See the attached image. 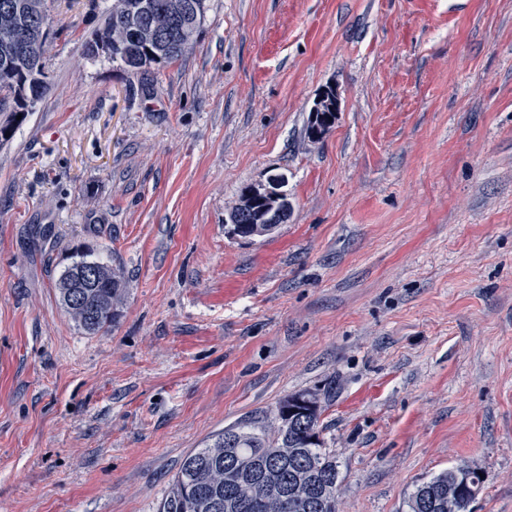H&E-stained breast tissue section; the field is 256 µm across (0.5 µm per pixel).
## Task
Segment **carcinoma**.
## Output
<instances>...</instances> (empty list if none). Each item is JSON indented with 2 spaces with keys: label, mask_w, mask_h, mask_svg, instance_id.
I'll use <instances>...</instances> for the list:
<instances>
[{
  "label": "carcinoma",
  "mask_w": 512,
  "mask_h": 512,
  "mask_svg": "<svg viewBox=\"0 0 512 512\" xmlns=\"http://www.w3.org/2000/svg\"><path fill=\"white\" fill-rule=\"evenodd\" d=\"M113 0L104 25L87 42L110 45L108 56L136 76L179 60L189 48L204 15L205 0H144L152 9L145 21H131ZM43 0H0V145L42 99L48 32L41 25ZM34 98L20 103L23 85ZM79 255L55 283L59 300L88 334L112 326L125 280L112 269L98 288H81L78 270L89 263ZM323 413L318 395L302 391L279 400L270 425L245 419L227 426L213 441L184 459L165 497L162 512H339L340 471L336 455L320 438ZM482 473L470 466L444 470L417 484L408 512H469L481 490Z\"/></svg>",
  "instance_id": "obj_1"
}]
</instances>
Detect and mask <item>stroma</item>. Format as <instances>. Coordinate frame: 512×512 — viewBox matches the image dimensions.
Here are the masks:
<instances>
[{"instance_id":"35a3bbf8","label":"stroma","mask_w":512,"mask_h":512,"mask_svg":"<svg viewBox=\"0 0 512 512\" xmlns=\"http://www.w3.org/2000/svg\"><path fill=\"white\" fill-rule=\"evenodd\" d=\"M44 4L47 91L0 146V512H160L302 390L340 512L460 465L512 512V0H206L141 77L86 51L112 0ZM273 174L288 222L230 235ZM84 249L126 282L96 335L55 291ZM276 176H270L267 178L265 183L259 185H252L245 190L243 199L237 204V208L231 210L227 217H225V224L229 226L230 232L233 231L240 211L246 210L250 206L254 205L257 201H262L264 197L276 198Z\"/></svg>"}]
</instances>
